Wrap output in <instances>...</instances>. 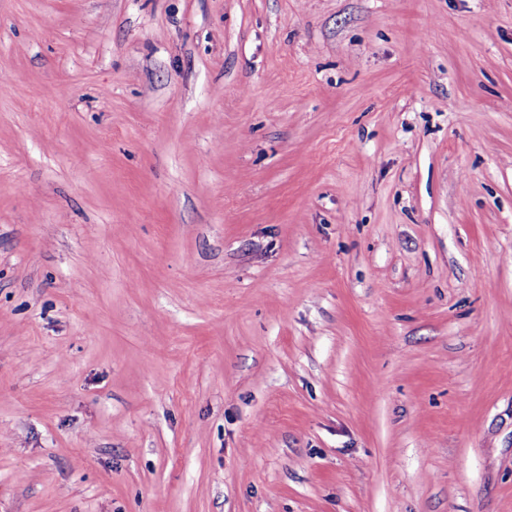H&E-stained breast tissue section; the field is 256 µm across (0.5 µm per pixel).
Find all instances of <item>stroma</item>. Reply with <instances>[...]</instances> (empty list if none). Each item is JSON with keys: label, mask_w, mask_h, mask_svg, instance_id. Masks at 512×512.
<instances>
[{"label": "stroma", "mask_w": 512, "mask_h": 512, "mask_svg": "<svg viewBox=\"0 0 512 512\" xmlns=\"http://www.w3.org/2000/svg\"><path fill=\"white\" fill-rule=\"evenodd\" d=\"M0 512H512V0H0Z\"/></svg>", "instance_id": "1"}]
</instances>
